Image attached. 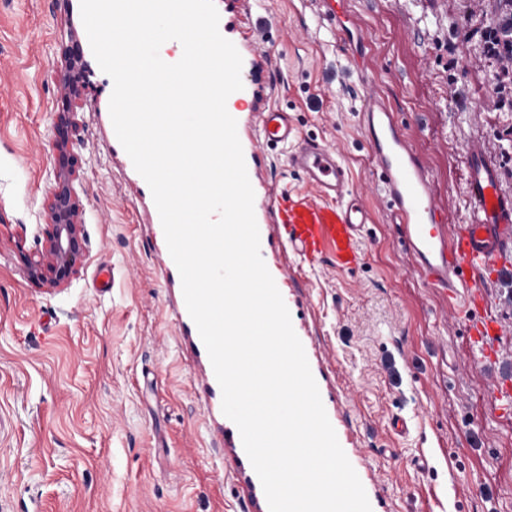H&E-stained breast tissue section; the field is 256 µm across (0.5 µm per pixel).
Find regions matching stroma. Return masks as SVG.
<instances>
[{
    "label": "stroma",
    "instance_id": "35a3bbf8",
    "mask_svg": "<svg viewBox=\"0 0 512 512\" xmlns=\"http://www.w3.org/2000/svg\"><path fill=\"white\" fill-rule=\"evenodd\" d=\"M243 61L237 133L260 250L289 310L327 416L372 512H512V345L485 358L446 296L426 287L388 223L358 124L370 75L425 157L448 213L465 223L466 154L480 142L512 193V104L490 82L475 0H344L349 53L316 0H214ZM468 14L466 33L454 21ZM93 60L79 7L0 0V505L7 512H267L262 484L222 412L208 352L182 304L153 196L109 114L95 70L75 103L76 184L86 235L78 273L52 288L23 257L44 241L54 186L60 47ZM288 112L334 147L375 215L357 269L300 262L274 222L301 190L288 150L258 115ZM114 283H93L99 264ZM407 430L396 434L395 420Z\"/></svg>",
    "mask_w": 512,
    "mask_h": 512
}]
</instances>
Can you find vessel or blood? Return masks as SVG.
I'll use <instances>...</instances> for the list:
<instances>
[{
    "instance_id": "vessel-or-blood-1",
    "label": "vessel or blood",
    "mask_w": 512,
    "mask_h": 512,
    "mask_svg": "<svg viewBox=\"0 0 512 512\" xmlns=\"http://www.w3.org/2000/svg\"><path fill=\"white\" fill-rule=\"evenodd\" d=\"M361 127L382 177L386 207L401 228L415 270L427 287L450 296L464 294L468 332L482 342L485 356H493V344L507 328L486 311L491 284L486 272L512 249V197L502 193L495 164L479 144L470 146L471 214L451 233L424 161L377 88H369L363 99ZM259 130L267 144L289 146L288 165L309 187L277 198L275 221L289 249L309 264L326 259L342 270L356 268L372 214L354 192L336 150L301 138L288 113L278 109L262 112Z\"/></svg>"
}]
</instances>
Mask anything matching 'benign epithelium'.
I'll return each mask as SVG.
<instances>
[{
	"label": "benign epithelium",
	"mask_w": 512,
	"mask_h": 512,
	"mask_svg": "<svg viewBox=\"0 0 512 512\" xmlns=\"http://www.w3.org/2000/svg\"><path fill=\"white\" fill-rule=\"evenodd\" d=\"M61 57L65 64L61 85L63 109L54 120L57 162L53 170L54 188L46 205L44 245L24 257L29 276L50 287H59L78 273L77 261L86 245L76 189L79 160L73 151L79 123L71 104L80 97L93 72L76 40L61 48Z\"/></svg>",
	"instance_id": "7a95c632"
}]
</instances>
